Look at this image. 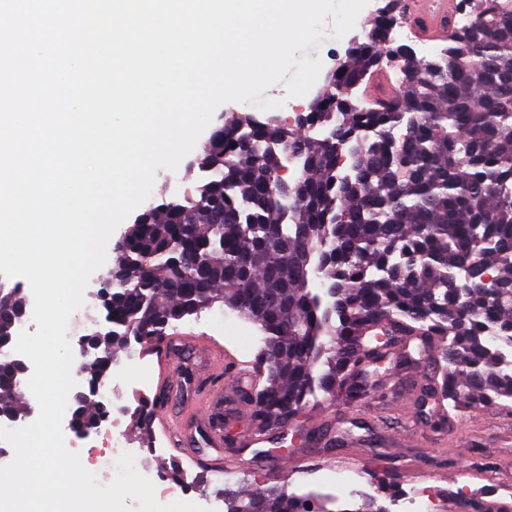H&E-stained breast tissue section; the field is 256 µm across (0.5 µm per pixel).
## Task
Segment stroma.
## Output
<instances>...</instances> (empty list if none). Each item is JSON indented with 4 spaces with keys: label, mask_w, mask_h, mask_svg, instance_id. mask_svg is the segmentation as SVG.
<instances>
[{
    "label": "stroma",
    "mask_w": 512,
    "mask_h": 512,
    "mask_svg": "<svg viewBox=\"0 0 512 512\" xmlns=\"http://www.w3.org/2000/svg\"><path fill=\"white\" fill-rule=\"evenodd\" d=\"M389 0H369L356 20L354 28L343 37L326 36L319 46L308 48L309 58L321 59V73L308 93L316 98L324 89L331 71L345 60L350 45L364 36L374 15ZM210 319L196 323L186 319L168 329L171 337H183V361L187 374L202 376L203 371L193 350L195 337L207 338L222 347L228 366L249 365L256 361L261 345L255 337L259 330L252 322L240 317L231 309L216 305L209 310ZM431 367L415 370L407 360L388 356L376 372L377 383L372 388L373 405L369 414L356 412L342 395L322 398L320 408H332L319 428V441H311L303 434L310 427L309 413L299 416V426L277 430L276 435L289 456H303L315 460L316 465L307 471H289L273 477L260 469L264 461L262 449L245 448L241 437L251 430L250 414L239 412L224 417V453L227 458L241 462L242 474H217L205 464L188 458H177L173 449L164 447L161 432H154L151 446H143L138 434L132 429L130 412L138 404L137 397L123 391L121 405L129 412L120 416L117 429L127 438V445L141 451L142 468L159 471L161 462L179 459L187 481L186 486H174L172 492H156L159 503L176 501L198 503L200 496L219 499L224 486L240 488L249 486H285L288 492L299 494L315 488L323 475L336 476L338 482L331 499L335 512H356L361 500L351 496L349 483L363 480L374 485L389 483L388 495L379 496V503H387L389 497L404 493L409 485H417L436 491L440 502H451L454 512H466L465 502L486 500L495 491L512 498V416H507L496 406H483L468 412H458L447 421H439L436 403L425 396L423 388L431 375ZM412 410L424 426L425 435L444 430L448 444L443 448H399L389 442L392 429L401 424L404 410ZM367 453L373 462V472L359 471L348 464L350 457ZM491 462L490 473H483L479 465Z\"/></svg>",
    "instance_id": "35a3bbf8"
}]
</instances>
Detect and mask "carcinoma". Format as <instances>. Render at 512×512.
<instances>
[{
    "mask_svg": "<svg viewBox=\"0 0 512 512\" xmlns=\"http://www.w3.org/2000/svg\"><path fill=\"white\" fill-rule=\"evenodd\" d=\"M398 23L392 8L372 20L294 124L229 119L198 155L203 180L145 207L112 269L122 283L105 281L115 317L93 334L106 360L91 374L129 352V330L144 347L219 303L263 334L246 400L255 428L271 432L317 405L319 391L358 398L363 333L387 318L444 362L427 395L450 411L490 404L512 415V364L490 341L512 339V194L502 192L512 184V9L482 0L433 59L392 42ZM392 64L406 77L399 97L350 99ZM286 153L298 161L291 175ZM313 273L323 297L309 289ZM26 305L0 289V347ZM17 379V363L1 360V414L27 412ZM160 406L136 407L144 430ZM105 414L93 400L76 424ZM224 501L227 512H332L278 485Z\"/></svg>",
    "mask_w": 512,
    "mask_h": 512,
    "instance_id": "obj_1",
    "label": "carcinoma"
}]
</instances>
